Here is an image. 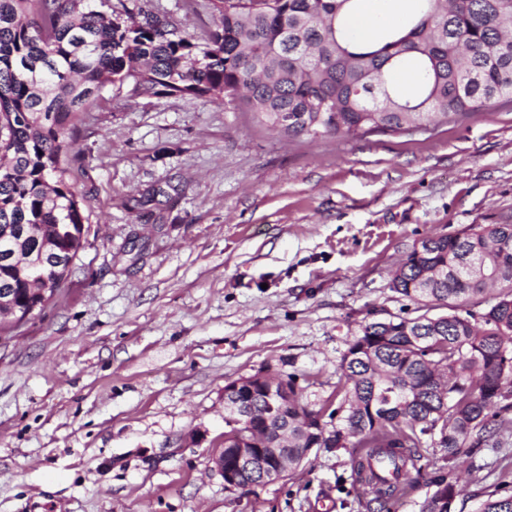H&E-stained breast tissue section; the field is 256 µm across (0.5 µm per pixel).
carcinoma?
Masks as SVG:
<instances>
[{
  "instance_id": "1",
  "label": "carcinoma",
  "mask_w": 512,
  "mask_h": 512,
  "mask_svg": "<svg viewBox=\"0 0 512 512\" xmlns=\"http://www.w3.org/2000/svg\"><path fill=\"white\" fill-rule=\"evenodd\" d=\"M109 0H0V301L53 300L78 258L85 217L68 181L76 127L108 84L134 96L224 98L269 130L311 139L401 135L512 107V0H415L414 20L373 40L351 37L344 18L361 0H209L220 25L202 41L146 11L127 23ZM418 71L404 95L397 74ZM391 288L423 313L362 326L340 367L341 400L317 409L288 376V474L313 448L352 449L351 485L371 503L419 483V449L439 433L448 460L486 441V410L512 409V224H471L426 236L407 253ZM486 304L480 316L463 312ZM446 308L445 314L434 310ZM250 426L224 419V457L270 441L248 398ZM344 413L326 431L324 412ZM261 462L238 470L250 493ZM420 512H453L463 492L452 471L426 481ZM477 512H512L492 494Z\"/></svg>"
}]
</instances>
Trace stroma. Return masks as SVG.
Masks as SVG:
<instances>
[{
	"label": "stroma",
	"instance_id": "35a3bbf8",
	"mask_svg": "<svg viewBox=\"0 0 512 512\" xmlns=\"http://www.w3.org/2000/svg\"><path fill=\"white\" fill-rule=\"evenodd\" d=\"M202 38L207 0H123ZM70 164L65 292L0 335V512H366L349 449L226 489L224 388L296 376L320 408L362 325L417 314L391 273L428 235L512 223V110L435 132L288 139L207 98L105 88ZM161 192L159 202L143 196ZM455 512L512 495V413L455 463Z\"/></svg>",
	"mask_w": 512,
	"mask_h": 512
}]
</instances>
